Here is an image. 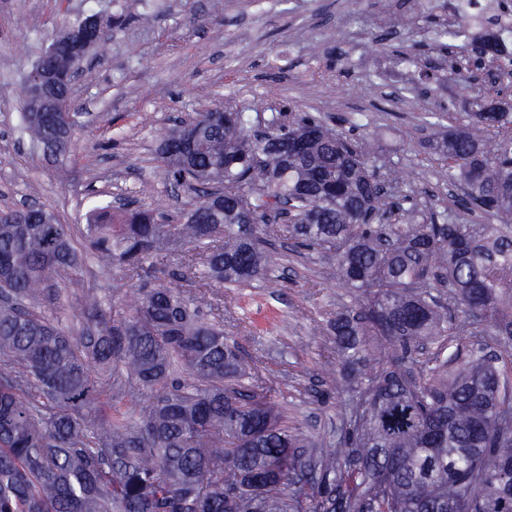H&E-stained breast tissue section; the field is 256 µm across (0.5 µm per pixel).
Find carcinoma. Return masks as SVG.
Masks as SVG:
<instances>
[{
	"mask_svg": "<svg viewBox=\"0 0 512 512\" xmlns=\"http://www.w3.org/2000/svg\"><path fill=\"white\" fill-rule=\"evenodd\" d=\"M488 97L439 146L464 208L512 216V111ZM303 153L269 151L241 113H198L184 163L159 148L187 214L92 210L84 224L28 222L0 209V512H512V397L497 363L512 355V226L404 220L367 146L311 117L272 120ZM224 194V210L208 199ZM332 257L354 306L331 328L355 398L336 446L313 448L264 383L246 384L239 347L163 266L132 285L115 316L90 290L79 334L34 304L89 259L136 273L178 253L182 274L240 288L269 279L261 224ZM456 341L445 355L448 338ZM151 398L143 402V392ZM140 405L131 423L121 406Z\"/></svg>",
	"mask_w": 512,
	"mask_h": 512,
	"instance_id": "cac0c4a2",
	"label": "carcinoma"
}]
</instances>
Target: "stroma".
Wrapping results in <instances>:
<instances>
[{
    "label": "stroma",
    "instance_id": "obj_1",
    "mask_svg": "<svg viewBox=\"0 0 512 512\" xmlns=\"http://www.w3.org/2000/svg\"><path fill=\"white\" fill-rule=\"evenodd\" d=\"M124 16L86 63L69 155L46 152L23 117L25 81L63 21ZM447 14L434 0H0V208L37 204L81 224L95 207L192 209L193 194L170 183L157 159L169 127L221 105L243 112L253 132L295 109L352 140L375 145L377 165L392 168L417 209L481 222L459 205L460 191L439 177L430 147L464 117L479 85L443 87L449 60L485 32L435 49ZM277 277L246 288H179L209 322L237 343L255 377L271 387L289 426L319 446L335 444L348 393L323 373L336 352L328 323L351 306L329 264L292 240L274 237ZM95 291L106 306L128 308L122 269L89 264L83 283L41 301L62 329L85 325L80 301Z\"/></svg>",
    "mask_w": 512,
    "mask_h": 512
}]
</instances>
